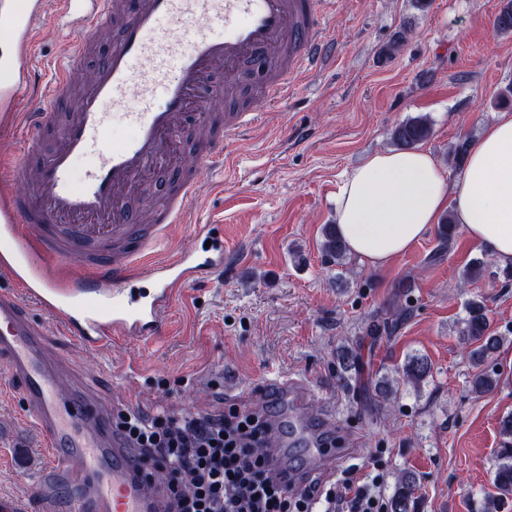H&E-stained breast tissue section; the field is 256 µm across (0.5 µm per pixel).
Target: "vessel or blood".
I'll return each instance as SVG.
<instances>
[{"instance_id":"b4317fda","label":"vessel or blood","mask_w":512,"mask_h":512,"mask_svg":"<svg viewBox=\"0 0 512 512\" xmlns=\"http://www.w3.org/2000/svg\"><path fill=\"white\" fill-rule=\"evenodd\" d=\"M332 2L0 0V239L10 244L0 251V389L18 386L39 438L12 462L34 474L41 512H173L112 402L49 353L46 330L99 356L113 340L162 335L179 293L223 273V226L191 217L198 172L222 167L263 109L282 102L285 78L326 65ZM47 17L76 39L42 64ZM207 89L229 107L206 106ZM117 116L130 133L114 142ZM179 149L193 166L151 196L149 176ZM175 224L192 242L168 252ZM264 387L277 402L267 451L292 483L289 446L327 461L340 424L306 377Z\"/></svg>"}]
</instances>
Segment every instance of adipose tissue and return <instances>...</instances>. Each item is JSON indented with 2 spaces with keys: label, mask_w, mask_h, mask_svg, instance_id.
Instances as JSON below:
<instances>
[{
  "label": "adipose tissue",
  "mask_w": 512,
  "mask_h": 512,
  "mask_svg": "<svg viewBox=\"0 0 512 512\" xmlns=\"http://www.w3.org/2000/svg\"><path fill=\"white\" fill-rule=\"evenodd\" d=\"M447 209L496 263L512 265V114L482 127L453 179L424 149L372 155L340 186L336 228L349 253L382 267Z\"/></svg>",
  "instance_id": "adipose-tissue-1"
}]
</instances>
